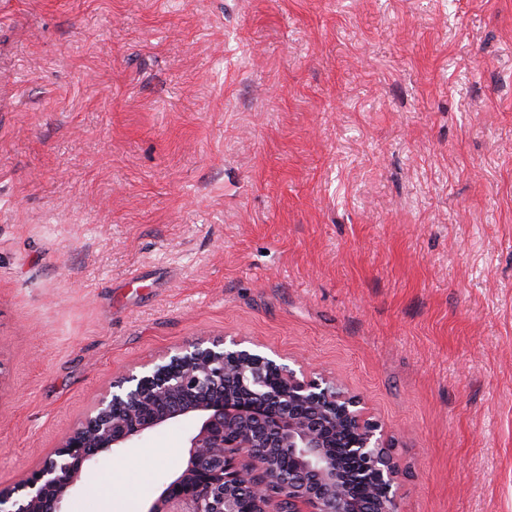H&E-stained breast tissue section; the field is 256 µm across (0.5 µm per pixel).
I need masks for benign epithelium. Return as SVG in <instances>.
<instances>
[{
  "label": "benign epithelium",
  "mask_w": 512,
  "mask_h": 512,
  "mask_svg": "<svg viewBox=\"0 0 512 512\" xmlns=\"http://www.w3.org/2000/svg\"><path fill=\"white\" fill-rule=\"evenodd\" d=\"M277 383L271 384V376ZM190 419L182 464L143 512H397L400 463L382 424L333 377L202 336L112 379L54 453L13 489L0 512H65L90 467L170 422ZM354 435L350 465L336 431ZM291 462L280 474L278 460ZM370 482L375 497L349 489Z\"/></svg>",
  "instance_id": "1"
}]
</instances>
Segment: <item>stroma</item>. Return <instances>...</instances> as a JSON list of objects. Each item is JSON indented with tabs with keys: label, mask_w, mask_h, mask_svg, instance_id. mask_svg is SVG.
Instances as JSON below:
<instances>
[{
	"label": "stroma",
	"mask_w": 512,
	"mask_h": 512,
	"mask_svg": "<svg viewBox=\"0 0 512 512\" xmlns=\"http://www.w3.org/2000/svg\"><path fill=\"white\" fill-rule=\"evenodd\" d=\"M221 335L362 398L398 512H512V0H0V488Z\"/></svg>",
	"instance_id": "35a3bbf8"
}]
</instances>
